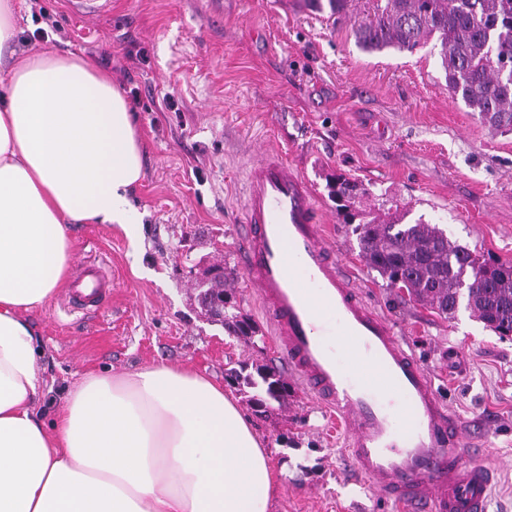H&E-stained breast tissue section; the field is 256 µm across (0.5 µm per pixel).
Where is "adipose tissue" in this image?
I'll use <instances>...</instances> for the list:
<instances>
[{"mask_svg": "<svg viewBox=\"0 0 512 512\" xmlns=\"http://www.w3.org/2000/svg\"><path fill=\"white\" fill-rule=\"evenodd\" d=\"M15 11L0 0V512H269L268 448L195 370L92 373L51 422L39 417L28 315L67 279L70 225L114 224L139 241L143 143L123 89L91 61L16 53Z\"/></svg>", "mask_w": 512, "mask_h": 512, "instance_id": "1", "label": "adipose tissue"}]
</instances>
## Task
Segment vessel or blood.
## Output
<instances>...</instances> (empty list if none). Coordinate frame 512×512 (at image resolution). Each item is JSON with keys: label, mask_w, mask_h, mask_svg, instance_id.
<instances>
[{"label": "vessel or blood", "mask_w": 512, "mask_h": 512, "mask_svg": "<svg viewBox=\"0 0 512 512\" xmlns=\"http://www.w3.org/2000/svg\"><path fill=\"white\" fill-rule=\"evenodd\" d=\"M240 260L271 341L303 390L347 428L354 472L405 512H486L494 470L470 459L466 424L429 371L336 260L310 182L279 154L246 173ZM109 282L83 265L82 308Z\"/></svg>", "instance_id": "1"}]
</instances>
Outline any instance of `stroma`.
<instances>
[{
  "label": "stroma",
  "mask_w": 512,
  "mask_h": 512,
  "mask_svg": "<svg viewBox=\"0 0 512 512\" xmlns=\"http://www.w3.org/2000/svg\"><path fill=\"white\" fill-rule=\"evenodd\" d=\"M37 5L61 33L35 38ZM373 5L349 0L336 22L305 0H109L84 16L68 0H19L16 50L95 60L136 93L145 146L132 196L144 215L139 242L113 224L71 227L74 262L100 264L112 281L100 307L68 308L64 286L30 315L43 348L44 420L90 373L161 360L220 383L239 364L277 363L270 337L229 334L194 290L202 269L223 264L237 306L265 328L238 242L246 166L277 150L313 183L336 257L367 303L394 323L497 465L487 512H512V339L467 309L446 318L386 287L327 189L329 177L345 175L370 189L373 213L399 210L512 262V133L451 97L434 45L361 49L351 27ZM252 420L280 473L271 512H399L352 475L343 430L300 386L287 407Z\"/></svg>",
  "instance_id": "1"
}]
</instances>
